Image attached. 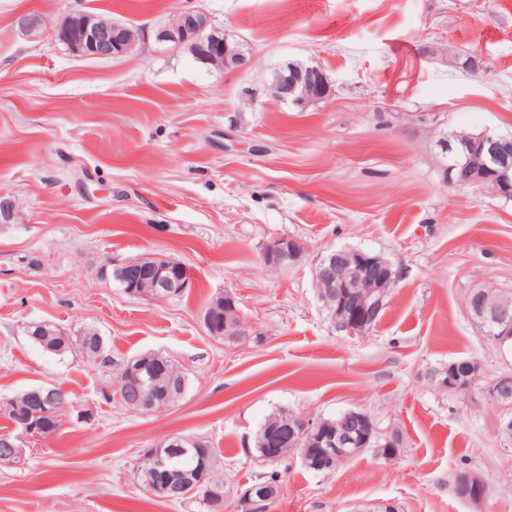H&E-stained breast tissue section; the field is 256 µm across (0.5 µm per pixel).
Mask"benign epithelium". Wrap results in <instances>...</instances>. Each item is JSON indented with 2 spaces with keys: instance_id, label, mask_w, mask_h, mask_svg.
Instances as JSON below:
<instances>
[{
  "instance_id": "benign-epithelium-1",
  "label": "benign epithelium",
  "mask_w": 512,
  "mask_h": 512,
  "mask_svg": "<svg viewBox=\"0 0 512 512\" xmlns=\"http://www.w3.org/2000/svg\"><path fill=\"white\" fill-rule=\"evenodd\" d=\"M177 18L158 28L155 39L159 43H169L175 48H187L198 60L211 63L213 59L224 58V70L237 72L248 69L254 59L252 50L241 44L233 45L224 31L215 28L210 19L202 12L179 10ZM44 24L35 14L23 13L15 17L14 25L24 35H31ZM55 43L80 57L109 60L131 53L138 39L129 33L125 23L104 22L98 16L88 12H75L55 25L51 31ZM269 87L275 90L282 102L294 104L318 103L330 100L334 95L333 84L325 71L317 64L310 63L305 70L295 76L281 68L274 71ZM448 164L445 166L448 184L455 187H469L483 190L492 185L497 194H512V138L500 136L488 131L460 136L456 133L448 137ZM303 251L301 244L287 238H274L269 241L263 252V261L286 271L292 267ZM314 265L318 267L319 279L326 292L319 293V299L336 296V310L331 322L336 331L347 335L365 333L369 318L383 305L384 288L397 281L398 272L388 263L377 266L354 265L345 251H331L319 255ZM124 268L146 266L156 271L155 287L172 288L173 281L163 275L167 270L165 260L159 257H141L117 263ZM472 311L482 324L500 329V335L512 334V316L507 313L489 310L475 304ZM154 355L146 353L126 361V371L136 374L149 370ZM497 387L488 391V396L496 403L512 397V377L501 375L496 380ZM357 426L351 429L341 427L336 433L325 438V456L341 458L352 448L366 447L377 431L375 419L371 413L354 414ZM322 424L303 416H296L288 430L293 436L317 435ZM453 493L456 497L478 503L484 497L485 478L474 470L465 473L455 472L451 477ZM465 484L472 494L467 496L459 491V485ZM266 498L256 500L253 489L239 492V505L245 512H259L260 504Z\"/></svg>"
}]
</instances>
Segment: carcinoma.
Segmentation results:
<instances>
[{
  "mask_svg": "<svg viewBox=\"0 0 512 512\" xmlns=\"http://www.w3.org/2000/svg\"><path fill=\"white\" fill-rule=\"evenodd\" d=\"M484 302L491 308H508L512 312V296L502 293L492 286H484L477 289ZM229 323V315L224 309V298L217 296L210 301L203 313V325L207 333L217 339L227 338L224 325ZM31 341L48 352L56 355H64L76 351L87 360L102 366L110 365L117 370L115 390L113 394L119 395L118 402L129 411H135V407L129 405V401L136 397L150 396L158 405L169 407L178 401L187 390L188 377L170 359L159 356V363L150 373L127 376L123 374L124 363L114 362L105 351L104 338L95 329H87L82 336L73 338L61 335L60 331L52 326H45L38 335L31 337ZM454 367L461 380L468 383V387H475L481 380L480 366L470 359H458L448 364L431 369L425 373V377L431 384H437L436 374ZM66 394L58 391V399L54 410L46 415L44 406L27 401V393L0 402V416L8 420L12 425L20 426L24 418L37 424L41 429V435L46 436L56 432L63 422L64 404ZM290 413L279 411L269 415L261 425L255 440V458L275 456L282 458L290 452H305L315 465L320 462L323 453L322 444L315 437L304 436L284 447L276 448L270 445L268 432L274 433L288 428ZM392 442L382 439L368 448L374 456L391 461L396 459L403 450V442L398 432H393ZM182 442V448L168 449L161 447V451L167 453L169 465L167 471L154 472L152 460L144 458L139 470V478L143 485L153 482L172 481L177 486L173 501L179 503L192 502L198 505L203 512H221L224 509V478L218 472L214 449L210 448L206 441L191 439L189 437H177ZM203 471L207 477L208 490L199 491L192 495H186L185 487L193 484L196 473Z\"/></svg>",
  "mask_w": 512,
  "mask_h": 512,
  "instance_id": "cac0c4a2",
  "label": "carcinoma"
}]
</instances>
